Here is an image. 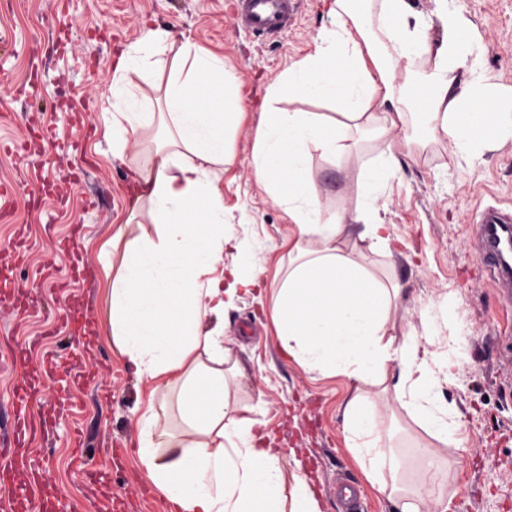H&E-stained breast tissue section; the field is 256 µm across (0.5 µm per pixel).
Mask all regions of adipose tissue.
<instances>
[{
	"label": "adipose tissue",
	"instance_id": "1",
	"mask_svg": "<svg viewBox=\"0 0 512 512\" xmlns=\"http://www.w3.org/2000/svg\"><path fill=\"white\" fill-rule=\"evenodd\" d=\"M330 13L332 25L313 51L270 85L252 163L295 236L288 267L272 282L278 340L302 366L350 380V448L384 492L403 462L383 446L385 416L364 387L385 382L390 362L403 367L396 400L433 437L463 444L465 425L435 403L436 355H421L413 329L397 324L407 288L396 278L382 284L366 269L362 249L348 244L351 229L364 225L365 236L386 241L374 202L383 175L404 155L389 128L425 118L462 154L483 139L506 141L512 88L484 72L479 41L458 13L446 12L437 45L408 0H333ZM237 88L222 55L165 28L145 27L118 56L102 136L115 157L136 156L132 212L153 231L132 236L122 224L99 247L107 334L149 388L139 398V461L175 512H320L304 478L286 488L280 449L260 447L250 421L234 416L224 328L204 327L233 307L241 290L261 284V270L248 262L249 243L224 231L221 184L236 158L231 132L242 117ZM284 98L330 100L340 116L279 108ZM354 131L373 133L382 164L364 173L363 205L336 209L311 191L309 152L332 159L350 152ZM228 247L242 259L230 269ZM170 408L181 430L162 421Z\"/></svg>",
	"mask_w": 512,
	"mask_h": 512
}]
</instances>
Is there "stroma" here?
<instances>
[{"label": "stroma", "instance_id": "obj_1", "mask_svg": "<svg viewBox=\"0 0 512 512\" xmlns=\"http://www.w3.org/2000/svg\"><path fill=\"white\" fill-rule=\"evenodd\" d=\"M236 0H5L0 30L21 36L27 55L13 59L17 82L38 91L0 95L7 130L29 141L23 156H0V178L22 183L17 214L0 222V247L16 246L25 257L10 273L27 293L29 314L18 317L0 305V355L26 351L33 363L52 353L71 361L82 378L81 407L61 408L60 385L30 373L36 393L33 442L48 462L35 493L41 502L65 497L71 512H158L160 495L143 479L137 454L135 410L139 383L105 336L103 292L96 254L115 225L128 224L133 204V158L113 159L99 132L101 107L112 84L115 56L137 41L145 27L171 30L223 55L240 80L245 117L234 135L236 159L224 172L227 230L252 246L251 261L273 276L288 262L292 226L280 205L258 185L253 167L259 107L270 84L311 52L332 23L328 0H303L292 26L260 35L237 23ZM427 21L431 42L444 36V12L453 10L474 26L483 67L512 86V0H409ZM49 127L52 145L33 142ZM390 138H410L399 170L377 202L389 240H364L365 262L380 279L406 283L413 300L398 313L412 325L421 348L450 355L454 380L438 402L460 417L468 439L443 444L396 400L393 391L369 387L371 402L388 416L385 436L405 469V490L424 485L437 492L429 512H512V368L502 353L512 343V311L501 307L472 245L482 209L512 211V139L483 140L466 154L447 138L433 136L422 121L395 128ZM379 143L364 136L357 151L328 159L312 152V187L331 206L356 207L365 198L364 166L376 163ZM80 264H72L71 254ZM64 302L68 314L87 319L71 331L52 313ZM224 338L240 373L233 404L255 421L267 443L283 454L285 475H301L320 512H343L331 489L340 480L362 490L360 512H394L349 451L343 405L349 380L309 370L281 350L273 325L253 292H240L224 315ZM88 441L78 466L77 429Z\"/></svg>", "mask_w": 512, "mask_h": 512}]
</instances>
